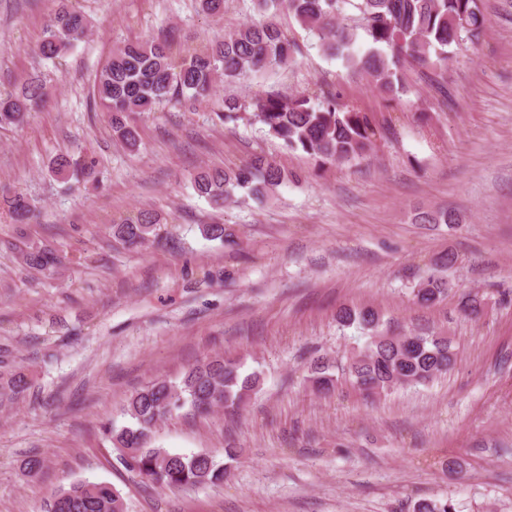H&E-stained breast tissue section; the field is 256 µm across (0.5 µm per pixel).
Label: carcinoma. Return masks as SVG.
Segmentation results:
<instances>
[{
  "label": "carcinoma",
  "mask_w": 512,
  "mask_h": 512,
  "mask_svg": "<svg viewBox=\"0 0 512 512\" xmlns=\"http://www.w3.org/2000/svg\"><path fill=\"white\" fill-rule=\"evenodd\" d=\"M266 15L286 12L313 34L321 50L341 57L353 73L367 78L380 93L394 100L406 93L405 64L432 70L448 60V48L462 37L479 40L487 25L479 0H253ZM88 32L86 17L63 3L50 19L39 53L48 60L64 58ZM369 44L354 49L358 38ZM294 43L273 22H248L221 40L179 53L169 40L125 43L96 76L94 95L112 127L113 136L134 152L140 144L132 115L152 112L164 102L195 100L209 96L216 80L234 81L269 68H286L293 61ZM45 86L31 81L19 91L0 95V126H21L46 100ZM226 124L254 119L267 135L282 141L291 151H301L321 164L344 163L363 158L374 149L380 127L374 117L328 95L314 101L307 95L266 94L249 101L224 99L216 113ZM80 166L69 156H58L52 172L64 177ZM294 175L256 156L236 168H201L192 177L196 192L213 206L222 207L238 189L262 196L293 180ZM4 211L18 225L28 222L33 201L22 193L3 198ZM422 224H455V213L422 211ZM158 215L141 210L136 216L112 225L113 237L123 246L138 248L156 237ZM202 234L210 240L231 242L222 224H205ZM21 263L43 274L54 271L58 258L49 248L19 249ZM446 283L429 278L419 284L414 298L421 305L440 301ZM339 322L358 323L375 329L379 315L370 307H342ZM445 336L403 334L375 336L354 355L348 366L351 384L370 397L403 386L426 383L448 372L454 362ZM239 360L216 354L190 366L177 381L156 380L131 393L123 412L131 423L119 429L106 427L112 446L124 468L152 484L168 488L217 485L226 467L209 452L191 455L151 446L158 424L175 411L189 407L195 415L217 408L236 412L260 385L257 373L244 375ZM329 361L311 365L314 389L329 393L336 387ZM42 512H126L121 495L107 482L77 479L59 489ZM414 512H455L448 500H420Z\"/></svg>",
  "instance_id": "carcinoma-1"
}]
</instances>
